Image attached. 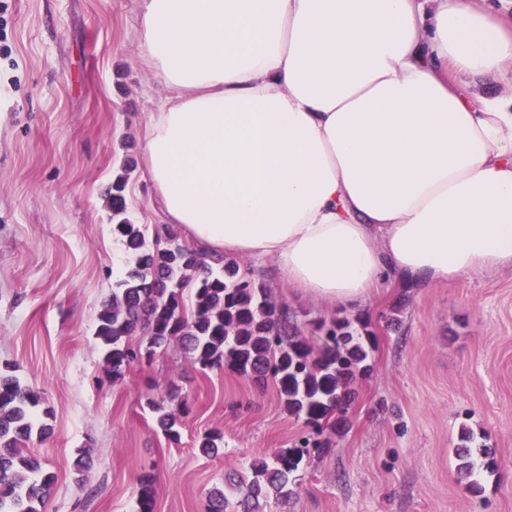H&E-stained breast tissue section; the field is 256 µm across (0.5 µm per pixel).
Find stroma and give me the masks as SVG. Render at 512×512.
Listing matches in <instances>:
<instances>
[{"mask_svg": "<svg viewBox=\"0 0 512 512\" xmlns=\"http://www.w3.org/2000/svg\"><path fill=\"white\" fill-rule=\"evenodd\" d=\"M141 0H0V373L39 390L50 433L26 450L55 476L39 512H135L137 478L154 476L155 512H204L208 492L239 494L229 474L292 447L307 427L272 383L193 367L178 343L111 380L95 338L113 271L107 195L124 159L127 215L165 238L141 177L145 116L165 99L133 39ZM240 265L301 333L336 317L370 321L374 371L355 386L344 433L311 456L255 512H512V272L430 288L391 286L343 310ZM180 414V437L155 424L150 401ZM223 437L207 458L195 443ZM494 453L481 496L455 450L461 433ZM89 465L76 472L80 450Z\"/></svg>", "mask_w": 512, "mask_h": 512, "instance_id": "stroma-1", "label": "stroma"}]
</instances>
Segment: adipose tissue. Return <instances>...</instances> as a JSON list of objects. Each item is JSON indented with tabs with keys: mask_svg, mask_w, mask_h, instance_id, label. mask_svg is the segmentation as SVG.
<instances>
[{
	"mask_svg": "<svg viewBox=\"0 0 512 512\" xmlns=\"http://www.w3.org/2000/svg\"><path fill=\"white\" fill-rule=\"evenodd\" d=\"M165 223L341 308L512 271V32L469 0H142Z\"/></svg>",
	"mask_w": 512,
	"mask_h": 512,
	"instance_id": "1",
	"label": "adipose tissue"
}]
</instances>
